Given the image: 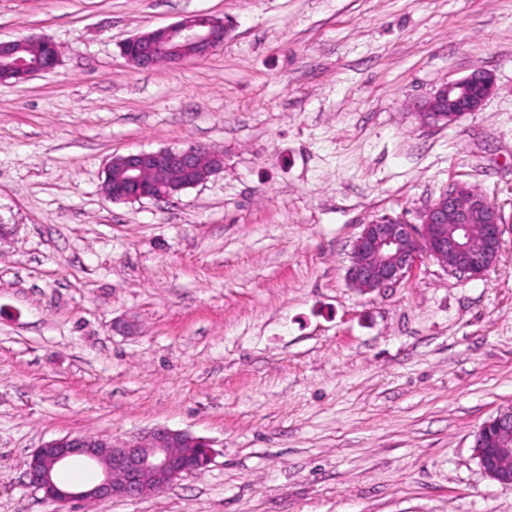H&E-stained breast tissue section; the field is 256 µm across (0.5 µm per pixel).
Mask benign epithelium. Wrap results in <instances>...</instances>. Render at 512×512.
<instances>
[{
    "instance_id": "benign-epithelium-1",
    "label": "benign epithelium",
    "mask_w": 512,
    "mask_h": 512,
    "mask_svg": "<svg viewBox=\"0 0 512 512\" xmlns=\"http://www.w3.org/2000/svg\"><path fill=\"white\" fill-rule=\"evenodd\" d=\"M227 34L220 19L189 16L128 39L123 55L138 68L159 61L181 64L212 54L224 45ZM0 67L16 83L43 72L17 55L13 40H0ZM493 89L492 76L485 71L474 80L466 76L446 82L415 103L416 115L426 127L446 128L479 111ZM108 166L116 171L112 182L105 183L112 201H162L224 170V155L192 144L184 149L130 152L113 157ZM503 234L501 209L468 184L456 183L419 214L417 224L388 217L363 225L353 246L349 282L363 292L393 288L410 278L425 257L450 270L481 276L498 261ZM473 452L489 479L512 485V407L498 411L479 427ZM212 457L207 440L166 426L120 444L91 435H65L31 451L25 477L44 499L59 504L136 499L200 471ZM75 458L100 467L101 478L79 487L60 483L58 471Z\"/></svg>"
}]
</instances>
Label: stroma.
<instances>
[{
  "label": "stroma",
  "mask_w": 512,
  "mask_h": 512,
  "mask_svg": "<svg viewBox=\"0 0 512 512\" xmlns=\"http://www.w3.org/2000/svg\"><path fill=\"white\" fill-rule=\"evenodd\" d=\"M195 14L230 26L213 54L124 57ZM19 38L60 62L0 82V512H512L473 455L512 406V0H0ZM480 70L478 112L420 124L415 101ZM191 144L223 171L107 197L112 157ZM457 182L503 213L494 267L350 286L364 224ZM158 425L212 462L137 499L24 481L43 441Z\"/></svg>",
  "instance_id": "35a3bbf8"
}]
</instances>
